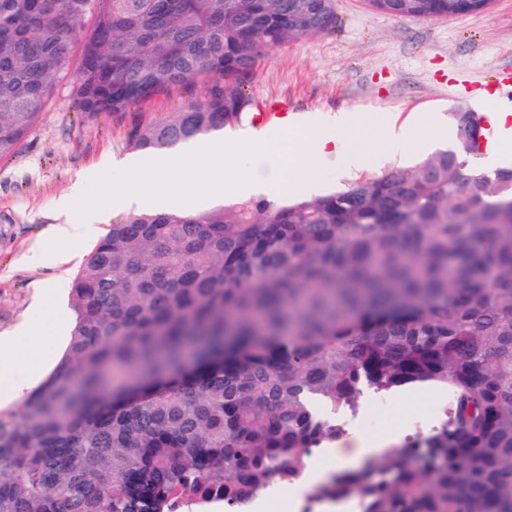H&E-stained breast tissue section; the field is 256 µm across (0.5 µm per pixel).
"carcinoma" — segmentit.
<instances>
[{
  "label": "carcinoma",
  "instance_id": "cac0c4a2",
  "mask_svg": "<svg viewBox=\"0 0 512 512\" xmlns=\"http://www.w3.org/2000/svg\"><path fill=\"white\" fill-rule=\"evenodd\" d=\"M464 15L492 0H368ZM335 0H0V160L72 62L77 111L118 114L172 87L206 99L139 128L157 153L239 123L241 80L320 35ZM457 144L309 200L132 212L73 276L67 348L0 410V512H174L297 478L368 388L425 386L449 412L349 488L366 512H512V167Z\"/></svg>",
  "mask_w": 512,
  "mask_h": 512
}]
</instances>
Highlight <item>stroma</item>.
<instances>
[{
	"label": "stroma",
	"mask_w": 512,
	"mask_h": 512,
	"mask_svg": "<svg viewBox=\"0 0 512 512\" xmlns=\"http://www.w3.org/2000/svg\"><path fill=\"white\" fill-rule=\"evenodd\" d=\"M506 64L512 65V0L442 19L377 12L366 0H336L329 31L271 50L242 86L254 98L287 101L288 123L338 138L337 150L326 154L301 141L291 170L295 177L307 168L317 171L330 191L416 163V156L389 149L390 122L425 114L446 131L445 145H455L449 114L472 109L466 86L489 85L492 73ZM211 87L203 80L154 95L124 114L88 121L74 109L71 81H63L15 154L0 160V337L10 343L0 370L26 391L52 372L73 323L69 290L44 302L41 286L71 281L96 241L126 215L113 207V194L152 178L146 172L134 179L118 165L138 155L135 128L202 101ZM282 130L279 123L257 130L245 121L225 128L224 138L237 141L224 168L226 195L254 165L260 144L287 147ZM76 186L80 195L63 208L62 199ZM55 224L72 225L66 241L50 236ZM50 340L55 346L48 356Z\"/></svg>",
	"instance_id": "stroma-1"
}]
</instances>
